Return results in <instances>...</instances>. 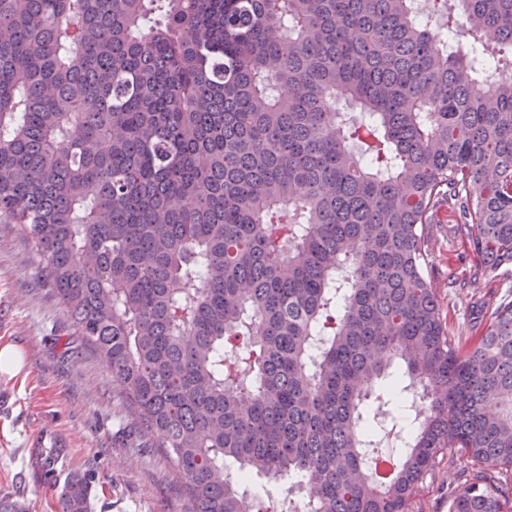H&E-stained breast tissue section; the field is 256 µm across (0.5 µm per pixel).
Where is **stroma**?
Segmentation results:
<instances>
[{
	"instance_id": "35a3bbf8",
	"label": "stroma",
	"mask_w": 512,
	"mask_h": 512,
	"mask_svg": "<svg viewBox=\"0 0 512 512\" xmlns=\"http://www.w3.org/2000/svg\"><path fill=\"white\" fill-rule=\"evenodd\" d=\"M456 223L451 209L439 211L426 275L451 331L468 336L483 328L485 305L512 300V276L484 270ZM7 343L25 368L0 373V496L25 512H60V494L79 474L91 479L88 512H179L170 464L141 447L111 370L80 343L43 259L14 224H0V346ZM44 430L62 447H33Z\"/></svg>"
}]
</instances>
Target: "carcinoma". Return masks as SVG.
<instances>
[{
  "instance_id": "obj_1",
  "label": "carcinoma",
  "mask_w": 512,
  "mask_h": 512,
  "mask_svg": "<svg viewBox=\"0 0 512 512\" xmlns=\"http://www.w3.org/2000/svg\"><path fill=\"white\" fill-rule=\"evenodd\" d=\"M459 37L512 57V0H0V223L181 512H260L230 460L304 512H423L450 448L448 512H512V301L454 336L424 275L440 206L512 269V75ZM88 498L72 476L61 512ZM394 377L397 378V373H394ZM397 390L396 395L398 397V403L395 407V420L399 426L406 429L409 432H413L416 424L414 422L415 413L410 414L408 411L409 401L411 400V395L408 392L402 391V386L406 385L408 381H405V378L402 377V370L398 374L397 378Z\"/></svg>"
}]
</instances>
